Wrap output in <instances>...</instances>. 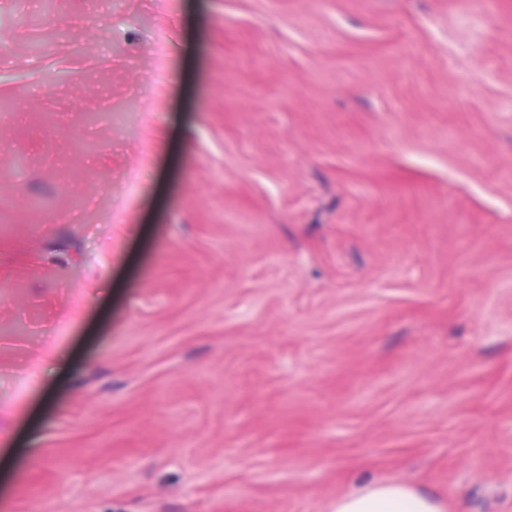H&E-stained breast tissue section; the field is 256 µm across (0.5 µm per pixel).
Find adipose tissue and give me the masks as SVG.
Instances as JSON below:
<instances>
[{"label": "adipose tissue", "instance_id": "ef3b65f1", "mask_svg": "<svg viewBox=\"0 0 512 512\" xmlns=\"http://www.w3.org/2000/svg\"><path fill=\"white\" fill-rule=\"evenodd\" d=\"M332 512H446L438 498L399 482H375L338 496Z\"/></svg>", "mask_w": 512, "mask_h": 512}]
</instances>
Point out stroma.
Returning a JSON list of instances; mask_svg holds the SVG:
<instances>
[{"instance_id":"stroma-1","label":"stroma","mask_w":512,"mask_h":512,"mask_svg":"<svg viewBox=\"0 0 512 512\" xmlns=\"http://www.w3.org/2000/svg\"><path fill=\"white\" fill-rule=\"evenodd\" d=\"M1 98L0 512H512V0H0ZM438 498L399 482H375L336 497L332 512H445Z\"/></svg>"}]
</instances>
